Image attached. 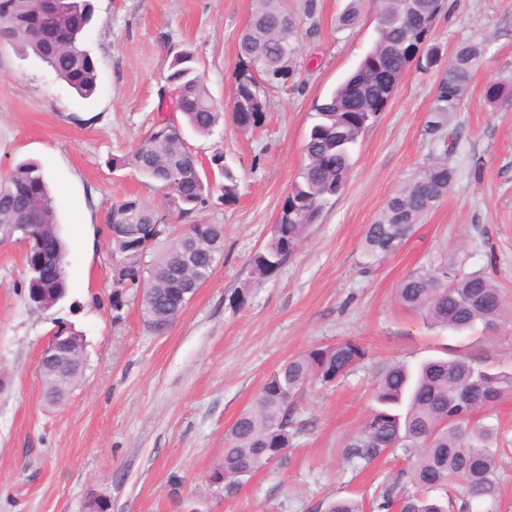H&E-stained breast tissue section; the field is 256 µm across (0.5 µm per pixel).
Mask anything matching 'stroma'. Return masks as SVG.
I'll use <instances>...</instances> for the list:
<instances>
[{"label": "stroma", "instance_id": "35a3bbf8", "mask_svg": "<svg viewBox=\"0 0 512 512\" xmlns=\"http://www.w3.org/2000/svg\"><path fill=\"white\" fill-rule=\"evenodd\" d=\"M83 46L97 62L91 98L33 54L0 44V179L19 162L47 175L67 244L68 289L45 310L25 300L26 248L0 245V512H318L331 498L372 497L396 482L402 452L349 463L344 445L371 402L376 372L451 349L512 356V322L494 336L430 328L401 307L396 290L412 270L454 256L483 270L512 302V111L490 103V84L512 81V0H448L431 39L444 53L482 43L486 65L472 78L447 159L456 180L424 223L376 271L362 273L365 228L416 170L442 157L429 136L438 72L410 69L366 130L344 191L309 228L301 248L259 278L250 259L269 240L304 163L315 106L352 72L376 39V0H288L296 24V74L268 90L260 127L225 120L210 135L187 133L200 160L222 152L239 181L226 205L213 188L199 219L224 227V252L208 282L162 334L138 305L113 322L112 248L106 213L137 197L182 218L165 190L113 166L154 123L172 117L167 49L190 48L216 103L228 99L238 40L254 0H92ZM356 6L355 24L340 17ZM244 304L231 306L234 296ZM82 332L85 368L57 405L48 404L39 356L59 324ZM351 338L368 350L339 382L311 385L297 403L306 425L283 466L253 477L231 498L208 488L224 434L269 374L309 348ZM181 477L172 493V477Z\"/></svg>", "mask_w": 512, "mask_h": 512}]
</instances>
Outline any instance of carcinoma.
Listing matches in <instances>:
<instances>
[{"label":"carcinoma","instance_id":"carcinoma-1","mask_svg":"<svg viewBox=\"0 0 512 512\" xmlns=\"http://www.w3.org/2000/svg\"><path fill=\"white\" fill-rule=\"evenodd\" d=\"M444 0H380L377 37L365 55L332 93L316 107V122L307 134L306 162L300 168L279 214L271 239L251 258L253 271L265 276L294 254L307 228L344 189L355 146L378 115L388 93L374 70L380 64L401 79L410 69L418 42L430 38ZM90 0H0V39L32 52L56 76L84 98L96 90L98 69L83 48L90 22ZM296 22L286 0H255V8L239 44L240 70L252 66L270 85L293 73L297 47ZM169 87L178 92L174 108L184 123L162 120L129 155L113 162L129 166L172 193L184 219L208 201L212 185L183 127L209 135L224 120L214 104L198 60L189 48L168 50ZM484 63V49L475 41L457 46L448 59L433 98L429 134L437 136L458 111L470 80ZM495 106L512 110V87L495 83L487 89ZM214 153L209 164L222 178L224 203L238 199L239 183ZM456 178L448 158L416 172L387 199L378 218L367 225L361 268L395 253L416 225L445 197ZM112 253L118 256L132 286L112 279L109 304L112 322L124 319L136 303L150 331L161 334L186 305L187 285H204L224 249L221 224H193L190 235L174 232L166 217L135 197L113 203L107 212ZM0 237L27 238L36 246L43 238L58 243L65 259L60 222L42 166L17 165L0 182ZM27 299L50 308L66 295V276L51 285L36 283L28 271ZM401 306L428 324L455 333L498 330L507 311L501 289L483 272H465L444 257L414 270L397 290ZM59 330L69 339L56 357L40 363L49 403L64 400L82 376L84 338L72 327ZM367 351L345 339L317 346L291 357L264 382L253 405L243 411L224 438V456L209 475V486L222 483L224 496H235L243 481L271 466L283 464L294 439L305 430L295 418V404L308 385L333 384L364 360ZM512 393V363L491 362L481 355L433 358L411 367L393 362L378 375L372 405L345 445L347 461L370 464L387 452L401 450L407 468L400 490L388 485L378 491L377 507L389 512H502L499 470L509 440L495 424L478 414ZM324 512H363V502L350 497L330 499Z\"/></svg>","mask_w":512,"mask_h":512}]
</instances>
